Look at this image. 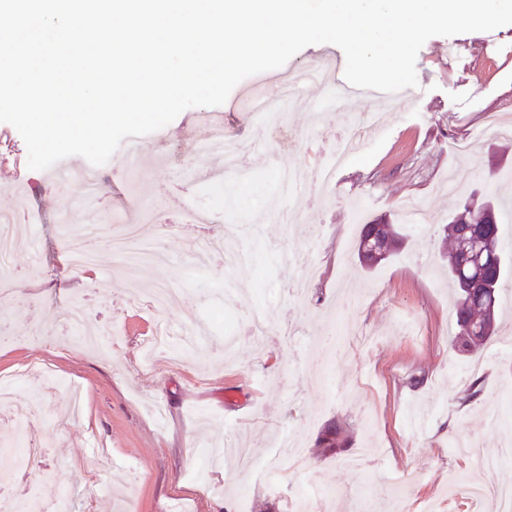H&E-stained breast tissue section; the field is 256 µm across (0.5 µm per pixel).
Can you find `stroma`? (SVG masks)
<instances>
[{
	"label": "stroma",
	"mask_w": 512,
	"mask_h": 512,
	"mask_svg": "<svg viewBox=\"0 0 512 512\" xmlns=\"http://www.w3.org/2000/svg\"><path fill=\"white\" fill-rule=\"evenodd\" d=\"M444 36L420 49L412 98L385 106L360 155L336 172L320 205L288 199L276 161H326L342 130L364 114L341 102L312 119L324 88L287 109L285 128L268 134L251 110L255 97L279 98L285 75L301 76L316 60L342 57L333 44L310 45L282 68L240 82L212 109L192 107L142 136L135 178L119 156L96 172L99 198L85 187L48 183L27 167V148L0 123V214L22 208L31 219L21 240L0 242V375L42 364L47 377L18 385L15 402L39 398L36 416L0 419V449L17 439L36 450L35 481L10 477L9 498L40 512H221L247 493L248 512H296V499L319 485L332 495L324 512H357L373 504L390 512H423L450 495L449 512H488L453 475L467 471L458 440L475 443L500 465L490 479L512 486V279L502 289L500 329L480 351H459L448 323L452 289L441 254L444 226L471 192H501L512 173V138L493 117L512 116V25ZM220 113L226 136L252 142L246 177L226 181L220 159L200 164L207 116ZM388 218L399 227V252L362 268L356 239L362 225ZM138 225L169 262L131 272L113 259L112 228ZM247 259L248 291L228 303L235 278L223 253L195 255L200 234L224 238ZM94 240L91 271L71 268V246ZM311 286L301 306L284 310L272 291L296 277ZM358 302L344 314L360 336L344 339L324 362L310 338L336 317L338 297ZM83 306L100 345L87 348L59 319L65 304ZM260 310L273 341L257 350L247 321ZM239 340L233 361L224 336ZM336 382L327 393L323 372ZM481 392L467 399L473 379ZM339 428L340 445L321 442ZM300 434L307 468L270 487L261 471L228 472L214 458L245 444L271 457L282 431ZM396 484L399 501L372 497Z\"/></svg>",
	"instance_id": "1"
}]
</instances>
